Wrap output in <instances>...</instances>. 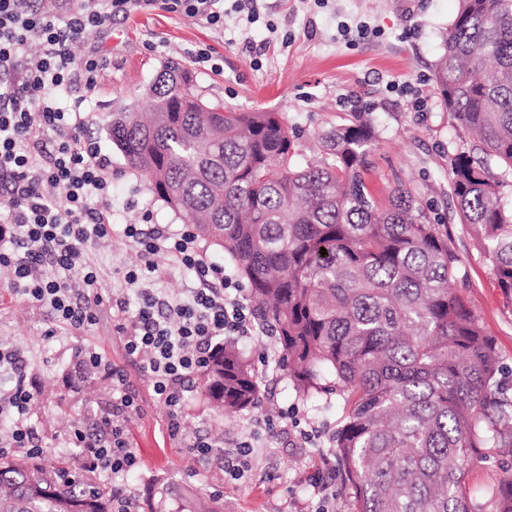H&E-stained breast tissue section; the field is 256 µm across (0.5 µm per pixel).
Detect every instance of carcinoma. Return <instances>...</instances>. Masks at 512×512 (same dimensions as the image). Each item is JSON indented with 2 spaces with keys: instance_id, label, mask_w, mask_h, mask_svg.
Returning <instances> with one entry per match:
<instances>
[{
  "instance_id": "1",
  "label": "carcinoma",
  "mask_w": 512,
  "mask_h": 512,
  "mask_svg": "<svg viewBox=\"0 0 512 512\" xmlns=\"http://www.w3.org/2000/svg\"><path fill=\"white\" fill-rule=\"evenodd\" d=\"M435 71L448 111L479 150L449 158L455 209L512 304V0H458ZM169 61L146 88L150 111L114 112L112 144L154 195L224 251L275 339L273 370L302 396L339 393L333 454L350 512H478L468 470L512 457V387L459 283L448 225L399 182L384 206L366 174L377 141L370 112L317 135L294 162L281 112H234L194 90ZM327 254H322V251ZM268 373L221 343L197 374L210 404L255 407ZM512 512V475L494 484ZM112 512V489L60 460L0 455V512Z\"/></svg>"
}]
</instances>
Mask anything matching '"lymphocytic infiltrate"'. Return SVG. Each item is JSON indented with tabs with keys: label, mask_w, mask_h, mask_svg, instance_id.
Segmentation results:
<instances>
[{
	"label": "lymphocytic infiltrate",
	"mask_w": 512,
	"mask_h": 512,
	"mask_svg": "<svg viewBox=\"0 0 512 512\" xmlns=\"http://www.w3.org/2000/svg\"><path fill=\"white\" fill-rule=\"evenodd\" d=\"M190 19L220 27L218 0H0V268L11 286L48 309L55 322L80 330L96 320L103 300L89 248L119 234L134 245L142 266L122 275V291L109 302L124 349L139 362L167 414L171 437L183 430L185 384L217 340L263 335L247 299L223 266L203 258L191 231L164 224L112 227V162L86 135L79 107L62 109L55 96L74 84L94 90L100 62L87 55L80 69L70 67V47L98 32L113 16L152 10L156 3ZM53 139H44L45 131ZM167 254L191 272L193 285L169 295L152 288L159 274L154 261ZM136 311H129L130 299ZM84 365L112 380V415L100 421L108 437L74 429L68 441L80 449L86 470L112 485V512H139L125 489L139 459L122 420L138 406L124 373L99 352L85 350ZM0 375L10 385L0 391V416L9 418L5 442L33 447L28 409L34 386L27 382L20 351L0 349Z\"/></svg>",
	"instance_id": "1"
}]
</instances>
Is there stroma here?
<instances>
[{
  "label": "stroma",
  "mask_w": 512,
  "mask_h": 512,
  "mask_svg": "<svg viewBox=\"0 0 512 512\" xmlns=\"http://www.w3.org/2000/svg\"><path fill=\"white\" fill-rule=\"evenodd\" d=\"M220 28L156 9L125 18L75 44L72 66L80 68L89 48L107 63L91 94L72 88L59 99L70 107L81 101L90 119L89 133L112 160V222L137 224L143 212L154 223L178 231L182 221L150 190L148 181L130 170L107 131L112 113L144 109L143 92L163 65L176 60L190 66L195 87L205 97L223 100L240 112L285 113L300 131L299 158L313 154V133L346 123L352 113L373 112L379 141L367 181L378 198L395 182L415 187L424 203L440 215L451 214L448 158L471 147L473 137L448 112L434 83L435 64L443 52L442 35L453 21L458 0H257L260 17L247 23L224 0ZM209 46L220 70L193 64L192 50ZM463 261L467 295L485 332L498 348L512 385V306L505 305L488 262L469 229L452 225ZM98 290L111 296L120 272L140 266L134 246L110 241L93 247ZM0 344L27 359L26 373L37 390L29 412L45 457L66 452L74 425L90 427L112 410V381L97 377L90 390L76 391L64 373L80 349L91 348L121 368L138 396L140 410L124 425L141 467L131 486L152 512H302L311 482L325 474L332 457V435L342 400L320 405L301 399L287 374L270 375L258 407L219 417L204 403L199 389L186 397L184 431L213 445L208 460L195 461L169 438L165 410L153 397L147 376L125 353L110 307H102L93 325L76 331L54 323L51 315L12 291L0 270ZM292 419L287 432L269 437L266 421L281 413ZM312 441H304V433ZM256 439L263 446L253 456L244 480H227L237 442ZM512 473V459L475 460L469 482L476 502L489 507L494 480Z\"/></svg>",
  "instance_id": "35a3bbf8"
}]
</instances>
